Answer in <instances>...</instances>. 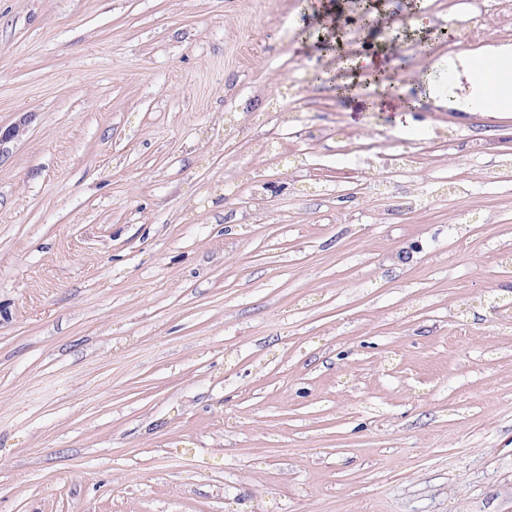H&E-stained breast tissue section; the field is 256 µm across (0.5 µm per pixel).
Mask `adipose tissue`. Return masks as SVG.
<instances>
[{
	"label": "adipose tissue",
	"mask_w": 512,
	"mask_h": 512,
	"mask_svg": "<svg viewBox=\"0 0 512 512\" xmlns=\"http://www.w3.org/2000/svg\"><path fill=\"white\" fill-rule=\"evenodd\" d=\"M449 89L466 84L469 112H512V51L464 52L448 62Z\"/></svg>",
	"instance_id": "obj_1"
}]
</instances>
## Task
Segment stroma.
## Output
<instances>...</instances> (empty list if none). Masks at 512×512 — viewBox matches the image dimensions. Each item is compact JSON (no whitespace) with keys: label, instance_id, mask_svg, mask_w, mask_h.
<instances>
[{"label":"stroma","instance_id":"1","mask_svg":"<svg viewBox=\"0 0 512 512\" xmlns=\"http://www.w3.org/2000/svg\"><path fill=\"white\" fill-rule=\"evenodd\" d=\"M375 2L416 111L313 81L336 0H0V512H512V115L445 90L512 34Z\"/></svg>","mask_w":512,"mask_h":512}]
</instances>
